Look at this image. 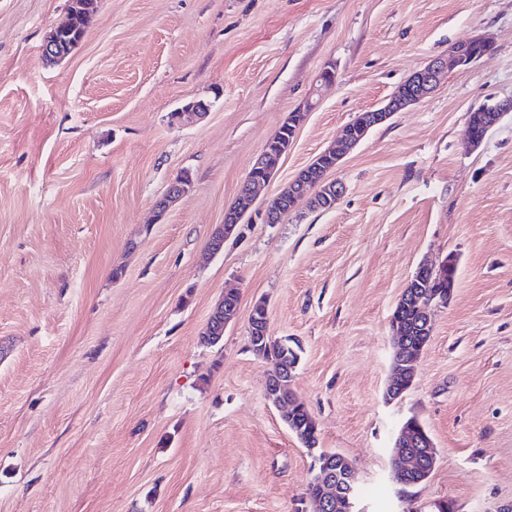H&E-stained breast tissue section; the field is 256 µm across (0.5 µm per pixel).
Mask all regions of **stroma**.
Masks as SVG:
<instances>
[{
	"mask_svg": "<svg viewBox=\"0 0 512 512\" xmlns=\"http://www.w3.org/2000/svg\"><path fill=\"white\" fill-rule=\"evenodd\" d=\"M68 6L0 0V512H303L312 457L249 349L261 299L269 336L301 346L293 389L319 448L355 466L363 512L512 504V112L466 143L473 108L512 101V0H98L44 61ZM472 35L491 52L373 128L331 172L333 208L263 222L356 114ZM309 101L256 213L209 254ZM183 170L190 192L155 217ZM449 256L413 384L385 402L392 311ZM228 291L237 317L204 345ZM411 416L436 462L404 487L389 450Z\"/></svg>",
	"mask_w": 512,
	"mask_h": 512,
	"instance_id": "35a3bbf8",
	"label": "stroma"
}]
</instances>
